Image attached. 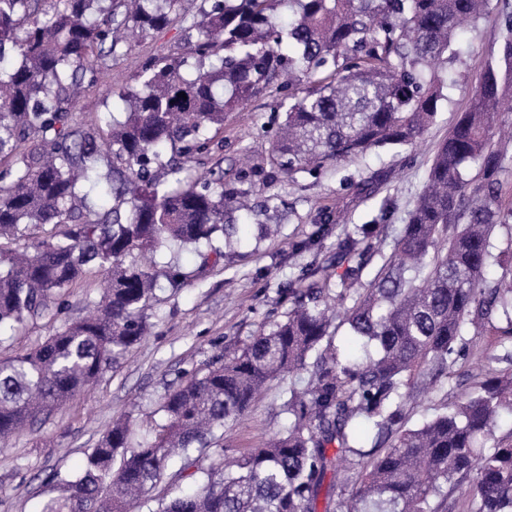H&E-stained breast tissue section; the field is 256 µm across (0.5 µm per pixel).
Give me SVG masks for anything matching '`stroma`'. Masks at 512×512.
<instances>
[{
  "label": "stroma",
  "mask_w": 512,
  "mask_h": 512,
  "mask_svg": "<svg viewBox=\"0 0 512 512\" xmlns=\"http://www.w3.org/2000/svg\"><path fill=\"white\" fill-rule=\"evenodd\" d=\"M505 8L504 0H491L488 18L476 27H464L458 35V55L442 66L450 84L449 99L439 105L425 146L376 148L338 160L320 176L297 173L286 178L268 166L270 140L282 120L273 110L274 95L255 98L244 111L231 113L224 125L226 171L239 169L245 155L266 168L265 178L248 186L257 207L238 228L239 244L209 266L202 278L189 279L176 291L159 289L149 309L152 334L116 365L106 367L91 389L12 440L0 455V512H40L43 501L56 493L53 475L82 459L113 420L129 415L142 427L158 421L162 397L184 371L223 354L227 342H246L264 322L280 319L288 308L282 291L289 280L301 275L311 260L336 264L338 235L344 228L370 220L386 200L392 207L384 221V235L386 242H393L422 188L430 146L447 136L467 108L485 63L500 49L505 32L498 16ZM183 44L184 33L176 23L142 41L116 61L111 85L101 84L86 93L77 120L95 122L108 89L129 84L147 58ZM327 207L344 212V223L335 224L314 252L293 251V243L317 229ZM263 224L279 225V236L260 237ZM97 298L98 275L91 272L69 288L64 309L28 323L13 339L0 344V360L43 342L64 321L85 315ZM277 395V390H270L225 434V454L246 452L287 427L289 420L278 410Z\"/></svg>",
  "instance_id": "stroma-1"
}]
</instances>
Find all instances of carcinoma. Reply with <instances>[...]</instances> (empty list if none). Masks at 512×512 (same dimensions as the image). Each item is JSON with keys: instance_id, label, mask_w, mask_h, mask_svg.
<instances>
[{"instance_id": "cac0c4a2", "label": "carcinoma", "mask_w": 512, "mask_h": 512, "mask_svg": "<svg viewBox=\"0 0 512 512\" xmlns=\"http://www.w3.org/2000/svg\"><path fill=\"white\" fill-rule=\"evenodd\" d=\"M490 0H0V344L88 272L102 277L96 313L0 361V441L82 392L149 335L160 280L149 256L190 249L206 264L251 212L225 180L224 121L274 87L283 114L269 162L314 173L371 149L420 143L445 99L438 65ZM498 57L435 148L402 235L385 254L380 221L338 240L342 272L317 261L288 283L289 307L240 348L190 372L163 397L162 422L112 424L41 512H512V266L493 227L512 217L498 175V109L512 99V13ZM184 25L179 53L146 59L120 88L125 119L85 125L74 109L112 75V60L148 33ZM185 96H179V93ZM480 167L476 179L470 164ZM56 232L19 251L31 229ZM372 279L362 282L374 257ZM503 269L491 276L493 267ZM346 329L360 352L344 354ZM484 355L454 401L468 335ZM288 428L224 461V431L273 381ZM438 398L406 426L407 405ZM216 458L221 467L203 464ZM193 479L181 495L164 481ZM461 498L449 500L452 491Z\"/></svg>"}]
</instances>
